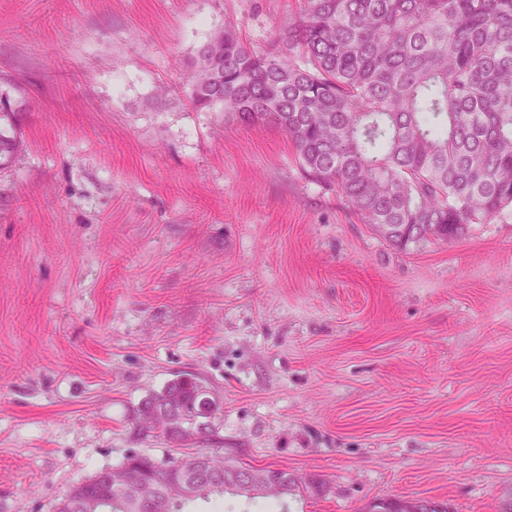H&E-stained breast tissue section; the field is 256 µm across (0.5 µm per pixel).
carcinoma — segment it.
<instances>
[{
  "label": "carcinoma",
  "mask_w": 512,
  "mask_h": 512,
  "mask_svg": "<svg viewBox=\"0 0 512 512\" xmlns=\"http://www.w3.org/2000/svg\"><path fill=\"white\" fill-rule=\"evenodd\" d=\"M192 101L246 126L277 128L304 173L341 192L363 223L407 252L429 237L460 238L470 225L512 211V0H301L272 47L255 51L231 31L199 50ZM18 108L0 95V160L20 140L8 127ZM210 389L194 374L142 401L133 428L191 429L211 472L227 461L202 444L211 428L201 407ZM147 471L180 460L131 455ZM286 481L283 499L320 486L288 472L244 468ZM126 471L112 470V500L123 509ZM166 512H183L176 488L162 487Z\"/></svg>",
  "instance_id": "obj_1"
}]
</instances>
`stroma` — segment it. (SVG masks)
<instances>
[{"label": "stroma", "instance_id": "obj_1", "mask_svg": "<svg viewBox=\"0 0 512 512\" xmlns=\"http://www.w3.org/2000/svg\"><path fill=\"white\" fill-rule=\"evenodd\" d=\"M298 7L0 0V512L176 455L132 417L182 374L210 451L319 480L289 512L512 506V214L395 251L274 127L192 105L212 35L261 51ZM17 107L13 106L10 99L2 94L0 95V160L2 159L8 162L9 159L15 154L20 146V140L13 134L12 131V120L15 112H20ZM2 121L4 126L2 127ZM8 126L10 130L6 128ZM426 500H377L372 502L365 511L387 512L395 510L397 512H423V507L428 506ZM373 507V510H371Z\"/></svg>", "mask_w": 512, "mask_h": 512}]
</instances>
